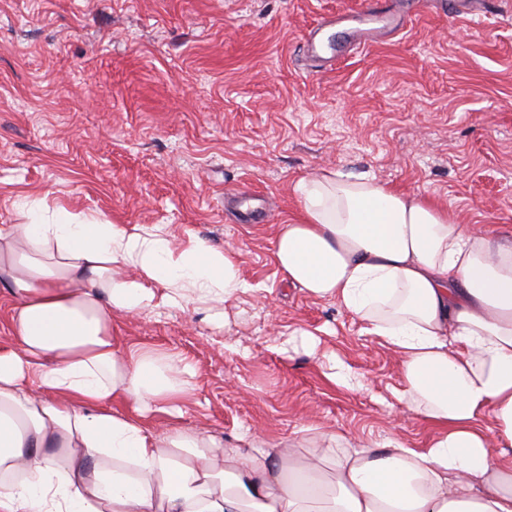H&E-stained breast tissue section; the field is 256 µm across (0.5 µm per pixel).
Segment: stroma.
<instances>
[{
	"mask_svg": "<svg viewBox=\"0 0 512 512\" xmlns=\"http://www.w3.org/2000/svg\"><path fill=\"white\" fill-rule=\"evenodd\" d=\"M365 0H0V224L21 195L125 224H163L230 247L249 286L226 303L116 314L126 347L178 353L195 374L176 415L149 424L260 430L269 445L308 425L352 442L427 447L433 428L397 402V359L336 303L292 286L273 260L298 214L295 182L370 175L512 239V0L478 18L425 0L404 27L347 50L322 30ZM297 329L313 333L316 354ZM358 375L332 382L322 354ZM349 21L347 17L344 16H324L321 18V20L318 22V25L316 28L311 29L308 33L307 39H306V49L307 53L314 58V61L317 62V66H323L324 64L331 61L330 58L323 57L320 55V53L317 51L316 48V36L319 33V31L322 29L323 26H332L335 24L345 23Z\"/></svg>",
	"mask_w": 512,
	"mask_h": 512,
	"instance_id": "1",
	"label": "stroma"
}]
</instances>
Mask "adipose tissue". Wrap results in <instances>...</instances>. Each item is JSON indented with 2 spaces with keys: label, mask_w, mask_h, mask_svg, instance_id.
<instances>
[{
  "label": "adipose tissue",
  "mask_w": 512,
  "mask_h": 512,
  "mask_svg": "<svg viewBox=\"0 0 512 512\" xmlns=\"http://www.w3.org/2000/svg\"><path fill=\"white\" fill-rule=\"evenodd\" d=\"M294 191L278 269L390 345L429 447L156 432L146 414L177 411L190 366L122 347L112 314L237 299L235 252L23 196L0 225V512H512V240L366 177Z\"/></svg>",
  "instance_id": "1"
}]
</instances>
